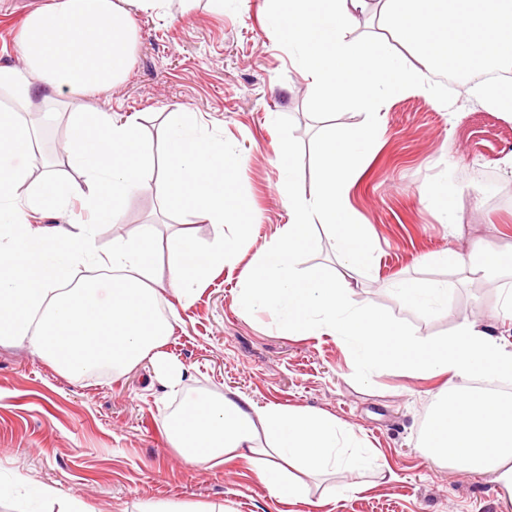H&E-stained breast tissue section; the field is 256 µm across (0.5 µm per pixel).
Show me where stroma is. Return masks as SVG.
I'll use <instances>...</instances> for the list:
<instances>
[{
	"label": "stroma",
	"instance_id": "obj_1",
	"mask_svg": "<svg viewBox=\"0 0 512 512\" xmlns=\"http://www.w3.org/2000/svg\"><path fill=\"white\" fill-rule=\"evenodd\" d=\"M46 0H0V66L18 63L26 13ZM272 0H224L223 11L201 0L191 12L140 13L136 62L121 84L88 97L110 100L112 117L137 114L144 145L156 149V130L169 112L197 113L206 131L246 163L238 191L255 224L235 266L212 274L180 310L165 350L184 365L182 384L161 385L149 362L74 380L24 344H0V512H29L31 488L54 486L57 498L40 512H59L79 499L94 512H137L144 501L225 504L233 512H501L492 474H458L425 457L419 433L443 378H411L394 370L363 380L341 341L332 336H289L269 314L242 315L236 299L243 269L289 220L276 188L275 149L293 143L296 185L310 189L322 124L356 128L367 116L354 109L324 111L300 77L288 48L272 32ZM451 105L421 91L386 100L376 120L377 141L349 190L348 203L366 224L370 267L350 295L355 308L386 310L424 339L452 333L460 318L480 315L512 342V321L495 311L501 290L512 288V267L486 277L426 265L452 249L463 256L512 252V201L476 200L481 182L512 194V117L459 94ZM447 180L457 190L462 222L442 224L429 202ZM140 224L161 235L183 230L199 244L215 228L203 216L163 202L162 175L124 207L122 224L96 239L112 248L114 233ZM448 281V316L403 306L391 292L400 280ZM233 390L257 406L285 404L335 416L377 448L396 474L340 472L307 478L306 500L270 498L247 464L212 468L184 462L166 439L170 416L193 395Z\"/></svg>",
	"mask_w": 512,
	"mask_h": 512
}]
</instances>
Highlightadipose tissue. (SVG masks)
Instances as JSON below:
<instances>
[{"mask_svg":"<svg viewBox=\"0 0 512 512\" xmlns=\"http://www.w3.org/2000/svg\"><path fill=\"white\" fill-rule=\"evenodd\" d=\"M169 0H52L28 14L20 63L0 66V343L24 342L67 377L102 368L116 371L147 360L156 379L174 388L182 364L162 347L172 334L158 304L156 247L169 254V286L189 302L210 273L234 262L250 226L237 191L240 155L201 128L196 113L174 112L159 128L169 206L208 218L218 233L205 246L187 236L159 240L152 224L112 239L99 253L96 238L117 224L128 198L144 186L151 158L135 118L112 121L109 102L81 97L121 83L135 62L134 13L164 11ZM374 11L391 39L352 31L359 13ZM274 30L297 61L320 103L357 109L360 128L328 125L318 141L319 168L311 191L294 183L292 145L277 152L279 191L289 222L242 273V313L268 312L288 335L336 336L366 377L394 369L409 377L447 374L420 432L419 446L456 471L489 472L504 508L512 507V393L475 388L478 378L512 377V348L491 326L463 317L437 341L415 336L382 310L351 309L350 275L366 271L369 235L348 204L366 146L378 137L383 101L456 66L465 93L486 109L512 116V84L488 73L512 68V0H277ZM74 100L64 153L85 175L84 185L61 181L36 155L38 132L25 115L35 101ZM82 196L91 221L63 233L32 231L30 214ZM231 234H224L225 222ZM323 228L333 239L338 271L300 268L299 255ZM92 277L71 286L73 271ZM445 281H409L395 289L404 305L447 315ZM167 441L186 462L247 461L269 496H306L303 475L381 469L377 449L331 415L283 404L256 406L237 392L188 400L167 427Z\"/></svg>","mask_w":512,"mask_h":512,"instance_id":"1","label":"adipose tissue"}]
</instances>
